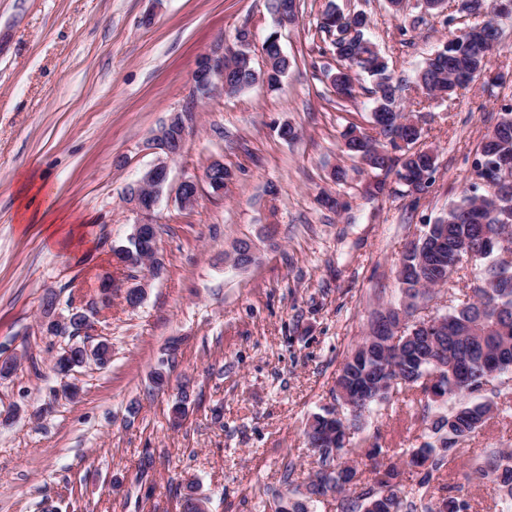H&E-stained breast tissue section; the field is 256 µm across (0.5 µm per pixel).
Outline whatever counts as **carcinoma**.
I'll return each instance as SVG.
<instances>
[{"mask_svg": "<svg viewBox=\"0 0 512 512\" xmlns=\"http://www.w3.org/2000/svg\"><path fill=\"white\" fill-rule=\"evenodd\" d=\"M369 26L367 15H336L327 10L319 23L320 31L333 36L330 46L340 66L329 76L336 96L354 97L357 76L367 74L372 80L368 90L373 99L371 108L374 133L350 126L344 133L345 148L358 157L370 171L390 170L399 166L397 178L411 193L419 194L428 187L418 181L421 172H436L433 152L420 148L412 151L422 137V130L412 123H403L397 92L400 84L394 81L388 60L381 55L375 43L365 38ZM264 51L266 70L233 73L227 95H236L258 80L276 88L289 67L288 58L281 54L276 38L267 39ZM479 61V44L464 35H457L443 44L425 61L417 74V81L440 97H451L459 74L471 69ZM401 152L398 159L392 153ZM479 153L491 160L512 158V106L502 109L493 130L487 133ZM497 195L486 191L479 199L475 194L464 196L448 208V212L418 239L405 248L396 272L401 286L404 313H409L414 301L432 299L434 287L448 283L453 275L450 257L457 247L466 244L486 260L484 274L473 289L471 299L448 309L441 315L442 331L429 338L421 330H406L395 349L365 353L378 327L389 319L398 318L397 310L378 314L371 324V333L363 337L353 355L343 362L336 378V389H349L373 381L372 370L381 365L393 367L398 378V390L421 389L425 396H438L446 405V412L429 419L430 403H425L422 422L429 423L431 440L410 449V463L422 467L431 463V470L417 481L422 495H427L432 471L438 469L445 453L469 438L494 411V402L480 397L483 391L485 369L494 365L499 372H512V265L499 259L497 238L512 236V223L504 224L495 208ZM307 444L318 455V469L306 484L305 500L290 495L279 497L277 512H309L308 503L328 495L342 496L336 512H372L370 505L378 492L368 489L356 496L344 492L357 485V470L353 466L334 464V456L323 451L319 441L345 437L341 420L336 413L315 414L305 431ZM475 474L491 483L502 499L512 502V449L491 450L482 456ZM401 475L397 464L388 465L377 479L379 489L389 492L380 512H404L416 508L401 496ZM423 512H467L468 504L456 496L442 498V507L432 500L422 505ZM180 512H207L206 500L189 493L182 497Z\"/></svg>", "mask_w": 512, "mask_h": 512, "instance_id": "1", "label": "carcinoma"}]
</instances>
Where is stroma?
Returning <instances> with one entry per match:
<instances>
[{
	"mask_svg": "<svg viewBox=\"0 0 512 512\" xmlns=\"http://www.w3.org/2000/svg\"><path fill=\"white\" fill-rule=\"evenodd\" d=\"M269 3L0 0V356L18 359L0 379V413L17 412L0 425V512H178L189 484L209 512H274L286 489L304 491L314 468L308 419L335 407L342 362L376 313L400 304L406 244L459 201L484 135L512 104L510 18L497 21L498 82L434 100L415 88V75L456 35L446 14L415 0L398 14L387 0H300L295 20L281 25ZM330 4L370 17L367 37L407 84L402 105L421 121V148L436 156L422 194L343 150L346 127L369 128L372 100L364 91L336 99L328 74L337 62L318 28ZM243 29L258 70L265 39L278 33L287 74L276 90L258 82L199 102L154 211L166 272L138 307L113 293L85 338L109 340L111 361L62 380L49 364L73 339L39 331L44 296L87 302L105 278H123L108 259L136 219L125 190L156 160L144 144L190 103L198 59L217 42L234 45ZM286 123L295 139L279 136ZM216 160L232 181L218 193L203 185L195 207L182 209L174 185L202 180ZM26 200L32 216L22 225ZM52 225L74 226L75 241L53 242ZM241 240L254 257L245 269L230 261ZM479 269L461 263L419 317L446 313ZM158 368L169 378L162 390L151 382ZM185 382L191 398L175 426ZM494 387L500 411L512 407V374ZM415 397L394 395L351 434L352 451L339 460L357 468L363 488L395 453L427 440ZM500 411L434 472L433 498L459 493L469 512H505L473 475L483 451L512 448V421Z\"/></svg>",
	"mask_w": 512,
	"mask_h": 512,
	"instance_id": "stroma-1",
	"label": "stroma"
}]
</instances>
